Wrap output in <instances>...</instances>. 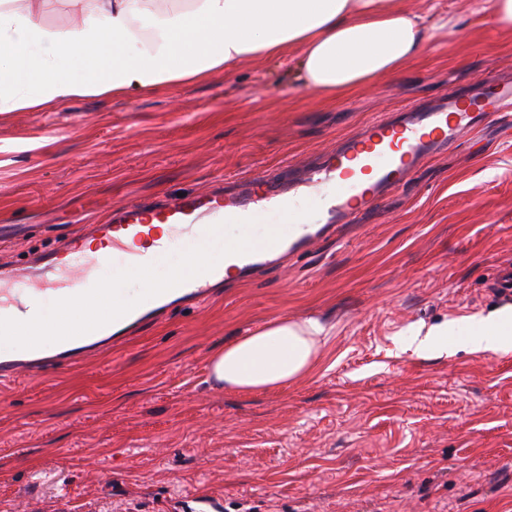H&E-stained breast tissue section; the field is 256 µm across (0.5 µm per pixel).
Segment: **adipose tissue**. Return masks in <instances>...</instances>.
Masks as SVG:
<instances>
[{"mask_svg":"<svg viewBox=\"0 0 512 512\" xmlns=\"http://www.w3.org/2000/svg\"><path fill=\"white\" fill-rule=\"evenodd\" d=\"M67 2L74 22L62 29L41 19L43 0H0V114L189 84L291 52L303 86L334 98L399 73L459 24L400 0ZM74 67L81 78L69 77ZM329 334L316 318H273L211 355L212 381L238 391L283 387L313 369ZM467 340L479 351H512V316L472 324Z\"/></svg>","mask_w":512,"mask_h":512,"instance_id":"1","label":"adipose tissue"}]
</instances>
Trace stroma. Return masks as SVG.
<instances>
[{
	"instance_id": "obj_1",
	"label": "stroma",
	"mask_w": 512,
	"mask_h": 512,
	"mask_svg": "<svg viewBox=\"0 0 512 512\" xmlns=\"http://www.w3.org/2000/svg\"><path fill=\"white\" fill-rule=\"evenodd\" d=\"M458 14L396 75L336 99L297 59L123 99L89 97L0 121V262L20 260L134 200L232 188L319 161L377 116L512 75V33ZM512 118L467 133L316 249L225 280L119 349L0 383V512H512V351L473 350L470 325L512 310ZM332 327L307 376L239 393L212 352L266 320ZM454 325L447 349L404 334Z\"/></svg>"
}]
</instances>
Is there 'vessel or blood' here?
I'll list each match as a JSON object with an SVG mask.
<instances>
[{"label":"vessel or blood","instance_id":"vessel-or-blood-1","mask_svg":"<svg viewBox=\"0 0 512 512\" xmlns=\"http://www.w3.org/2000/svg\"><path fill=\"white\" fill-rule=\"evenodd\" d=\"M478 86L473 94L446 92L433 105L411 106L396 119L371 122L327 152L317 166L297 170L289 182L259 175L241 190L171 198L158 206L130 204L113 212L110 222L86 225L84 235L108 246L88 263H80L73 256L79 242L73 236L50 250L29 254L24 265L0 266V318H6L17 303V284L36 292L65 288L85 292L91 287V278L99 274L160 263L169 253L168 244H156L148 253L141 249L148 224L158 222L187 230L184 245L190 248L208 240L211 227L228 220L264 218L269 222L265 236L256 239L254 250L222 257L211 271L144 301L92 332L30 350L24 359L1 362L0 380L38 374L50 364L111 346L175 303L206 299L223 282L225 269L246 276L282 256L310 251L337 225L369 209L404 183L426 158L454 145L482 123L512 114L511 82L482 78ZM324 186L333 189L329 204L314 207V221L304 220L292 205L290 190L300 188L315 198Z\"/></svg>","mask_w":512,"mask_h":512}]
</instances>
